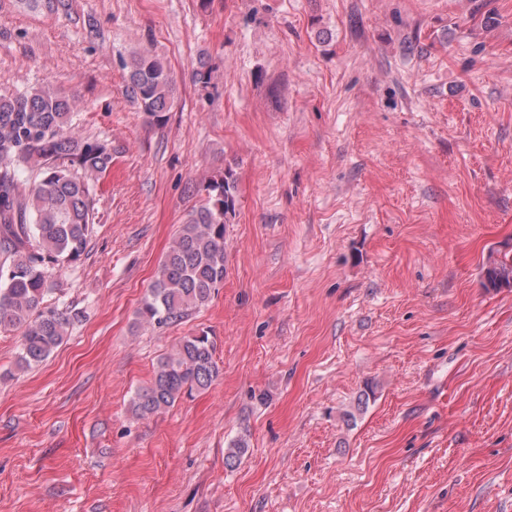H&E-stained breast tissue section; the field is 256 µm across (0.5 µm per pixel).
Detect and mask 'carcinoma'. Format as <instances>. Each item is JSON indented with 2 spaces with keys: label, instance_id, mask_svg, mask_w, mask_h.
I'll return each instance as SVG.
<instances>
[{
  "label": "carcinoma",
  "instance_id": "cac0c4a2",
  "mask_svg": "<svg viewBox=\"0 0 512 512\" xmlns=\"http://www.w3.org/2000/svg\"><path fill=\"white\" fill-rule=\"evenodd\" d=\"M123 66L127 96L149 121L165 122L174 86L167 66L147 48ZM78 111V98L51 84L0 93V330L20 331V370L45 361L83 317L75 309L44 307L49 267L75 264L85 254L95 227L94 193L112 170V144L83 135L74 121ZM201 191L204 198L188 213L141 301L136 332L182 320L224 283L225 225L237 205L233 171L204 179ZM483 286L511 288L512 257L491 261ZM216 351L206 332L184 337L136 392L132 412L153 416L209 389L220 374ZM374 396L373 385L365 384L356 411L343 415L346 425H354ZM247 452L246 438H238L224 449V465L235 468Z\"/></svg>",
  "mask_w": 512,
  "mask_h": 512
}]
</instances>
